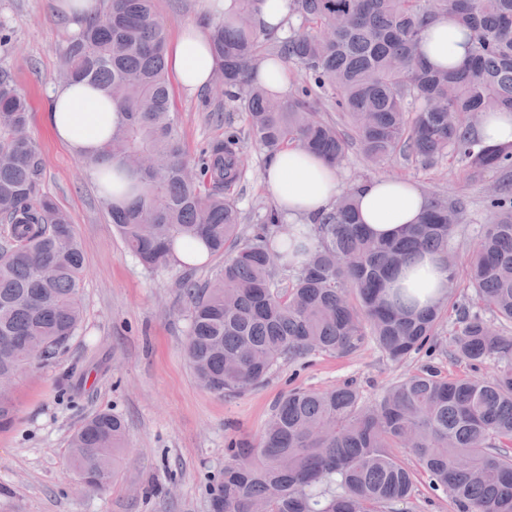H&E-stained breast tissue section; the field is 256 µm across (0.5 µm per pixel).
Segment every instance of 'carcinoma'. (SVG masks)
<instances>
[{"label": "carcinoma", "instance_id": "1", "mask_svg": "<svg viewBox=\"0 0 512 512\" xmlns=\"http://www.w3.org/2000/svg\"><path fill=\"white\" fill-rule=\"evenodd\" d=\"M258 0H239L231 16L207 24L217 70L213 111L239 103L246 135L272 155L294 148L344 165L351 145L321 117L330 106L351 127L365 159L400 153L425 169L463 163V175L512 172V147L490 148L472 135L484 112H512V0H288V32L275 37L255 22ZM467 30L469 60L448 71L420 58L422 30L434 17ZM165 28L154 0H105L67 40L62 76L101 89L119 118L99 162L131 180L130 196L100 205L127 249L149 269L169 266L177 241H202L224 257L209 280L182 282L190 303L185 354L198 383L217 395L261 386L281 365L315 352L345 356L367 341L392 362L433 354L459 276L472 306L453 309L451 355L488 377L442 374L431 363L366 400L355 382L293 388L278 400L255 438L224 449V470L209 486L210 512H402L416 492L413 457L430 488L453 512H512V187L502 183L487 207L460 270L451 241L463 223L458 198L432 192L419 222L391 239L361 224L348 186L309 230L280 231L275 210L242 229L234 192L246 169L241 133L230 130L197 158L188 155L176 116ZM276 57L305 73L279 97L259 80ZM26 100L0 70V372L18 375L47 362L82 319L85 256L69 215L42 191L44 159L29 133ZM309 238V245H294ZM441 256L448 287L422 308L395 273L415 256ZM289 273L281 285L278 274ZM15 420L0 392V427ZM124 420L86 417L70 436L90 475L97 448L125 445Z\"/></svg>", "mask_w": 512, "mask_h": 512}]
</instances>
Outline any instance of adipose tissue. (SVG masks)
<instances>
[{"label": "adipose tissue", "mask_w": 512, "mask_h": 512, "mask_svg": "<svg viewBox=\"0 0 512 512\" xmlns=\"http://www.w3.org/2000/svg\"><path fill=\"white\" fill-rule=\"evenodd\" d=\"M466 31L451 17H436L423 31L424 60L451 70L467 61ZM209 34L200 26H185L167 53L168 65L178 85L194 92L207 86L217 68L209 50ZM118 116L113 103L99 99L90 88L75 83L58 87L50 96L47 122L54 137L78 157H97L103 137ZM263 180L278 208L291 220H311L329 209L341 193L335 169L321 158L284 149L273 156ZM360 220L378 237L398 234L417 223L427 200L415 184L395 179H374L356 192ZM448 273L438 255L426 254L401 268L396 284L413 289L422 304H429L445 287Z\"/></svg>", "instance_id": "adipose-tissue-1"}]
</instances>
